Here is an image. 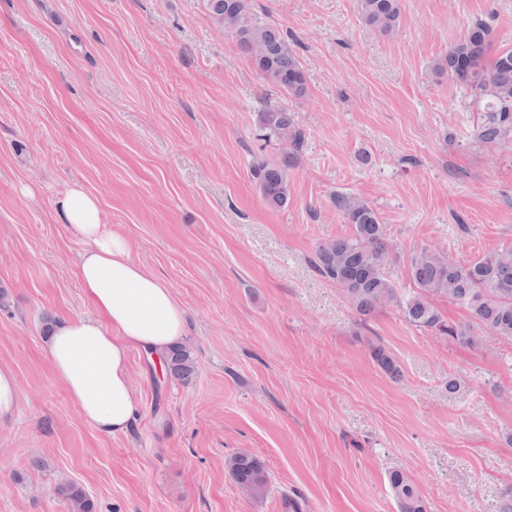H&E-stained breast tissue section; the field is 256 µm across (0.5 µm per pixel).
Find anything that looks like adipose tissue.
I'll use <instances>...</instances> for the list:
<instances>
[{"mask_svg":"<svg viewBox=\"0 0 512 512\" xmlns=\"http://www.w3.org/2000/svg\"><path fill=\"white\" fill-rule=\"evenodd\" d=\"M55 208L83 245L74 276L95 315L53 326L45 353L81 416L102 433H123L140 409L130 350L158 359L182 337L185 311L164 279L134 258L130 240L103 224L97 199L80 185Z\"/></svg>","mask_w":512,"mask_h":512,"instance_id":"obj_1","label":"adipose tissue"}]
</instances>
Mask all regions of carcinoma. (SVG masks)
Returning a JSON list of instances; mask_svg holds the SVG:
<instances>
[{
	"mask_svg": "<svg viewBox=\"0 0 512 512\" xmlns=\"http://www.w3.org/2000/svg\"><path fill=\"white\" fill-rule=\"evenodd\" d=\"M203 5L221 31L235 40L251 58L262 80L282 91L301 96L306 76L299 56L283 31L259 20L252 0H203ZM363 21L382 33L392 32L401 15V0H359ZM433 71L464 88L469 105L478 114L474 136L491 147L512 146V48L493 50L490 27L477 21L448 52L436 60ZM257 125L267 139L282 141L297 149L303 141L296 115L286 109L268 108L257 113ZM292 153L280 162L256 161L250 170L262 202L271 209L288 205V166ZM336 212L351 225V233L318 245L313 266L324 279L341 288L345 299L362 316L391 304L409 324L433 336L476 345L474 330L487 331L512 341V242L483 255L459 260L432 246H420L410 257L409 279L414 288L405 293L381 272L392 252L385 225L375 208L362 199L338 193ZM465 309L468 325L448 320L439 303ZM372 358L387 375L400 369L395 357L382 346L372 348ZM166 374L189 382L196 372L190 350L182 345L164 355ZM227 468L234 481L253 496L263 495L268 473L262 459L249 451L231 456ZM389 487L397 512H426L425 502L412 477L393 470ZM69 503L70 512H94L86 492L74 483L57 487Z\"/></svg>",
	"mask_w": 512,
	"mask_h": 512,
	"instance_id": "cac0c4a2",
	"label": "carcinoma"
}]
</instances>
